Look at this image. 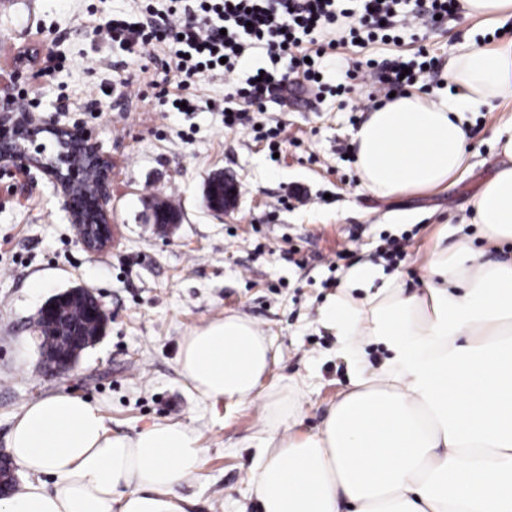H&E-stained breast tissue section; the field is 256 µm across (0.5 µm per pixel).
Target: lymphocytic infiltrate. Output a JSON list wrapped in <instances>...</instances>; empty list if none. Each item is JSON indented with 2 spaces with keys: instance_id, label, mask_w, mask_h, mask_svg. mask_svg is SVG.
I'll return each instance as SVG.
<instances>
[{
  "instance_id": "f902f5d3",
  "label": "lymphocytic infiltrate",
  "mask_w": 512,
  "mask_h": 512,
  "mask_svg": "<svg viewBox=\"0 0 512 512\" xmlns=\"http://www.w3.org/2000/svg\"><path fill=\"white\" fill-rule=\"evenodd\" d=\"M337 0H196L192 10H179L170 0L166 12L146 17L145 7L114 14L93 32L119 44L148 74L150 64H160L164 75L150 77V87L169 98L172 111H180L183 89L207 72H234L248 60L247 42L265 46L268 54L285 58L300 70L311 89H321L320 65L336 62V40L319 42L318 32L337 23ZM357 20L346 26L350 40H398L397 18L419 21L424 17L459 14V0H358ZM286 74L265 72L247 85L229 84L224 91L225 126L242 123L247 107L271 99L288 103Z\"/></svg>"
}]
</instances>
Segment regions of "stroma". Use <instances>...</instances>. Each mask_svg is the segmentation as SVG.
Listing matches in <instances>:
<instances>
[{
  "mask_svg": "<svg viewBox=\"0 0 512 512\" xmlns=\"http://www.w3.org/2000/svg\"><path fill=\"white\" fill-rule=\"evenodd\" d=\"M134 0H0V97L35 91L34 114L46 123L92 132L112 162V248L86 252L61 206L60 189L39 168L21 172L0 164V453L17 416L42 398L68 393L96 405L107 428L135 435L158 422H182L206 448L202 472L186 476L176 494L192 512H258L250 470L264 437L261 400L247 404L204 399L183 378L178 356L192 329L238 313L273 340L277 361L267 383L304 382L300 431H313L354 369L336 355V335L320 311L343 272L336 253L371 259L405 288L420 286V262L439 235L486 248L470 202L498 164L496 142L512 135V99L468 115L469 167L440 187L388 199L359 185L350 153L354 135L374 104L373 77L356 79L352 107L334 88L347 70L367 61H417L419 48L436 60L435 73L418 75L415 91L430 98L448 92L443 73L468 43L512 39L502 23L466 15L404 29L400 41L340 44V66L323 69L328 91L301 86L295 103L249 107L243 125H224V89L245 82L253 69L284 72L264 47L249 51L234 75L207 74L188 88L195 109L167 111L141 80L103 95L128 54L91 33L96 15L134 10ZM33 55L18 67L21 53ZM103 101L101 117L93 104ZM281 124L277 150L257 138L258 125ZM235 180L238 201L217 214L203 203L208 178ZM300 200L280 206L281 197ZM166 200L178 224H154ZM411 237L402 262L383 264L386 240ZM91 288L111 314L104 337L67 372H47L33 340L40 307L54 295Z\"/></svg>",
  "mask_w": 512,
  "mask_h": 512,
  "instance_id": "1",
  "label": "stroma"
}]
</instances>
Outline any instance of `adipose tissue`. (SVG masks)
<instances>
[{
  "label": "adipose tissue",
  "instance_id": "1",
  "mask_svg": "<svg viewBox=\"0 0 512 512\" xmlns=\"http://www.w3.org/2000/svg\"><path fill=\"white\" fill-rule=\"evenodd\" d=\"M454 95L406 91L383 101L355 134L366 193L386 199L441 186L466 167L464 112L512 98V40L452 58ZM471 200L490 246L512 241V136ZM422 288L364 261L348 268L321 312L336 354L355 368L320 427L303 433L301 390L266 384L270 337L232 313L183 338L182 376L203 397H262L264 447L251 482L259 512H512V259L436 242ZM380 343L389 358L364 362ZM34 474L0 512H187L174 493L207 460L182 422L127 436L108 431L87 400L56 394L27 406L9 436ZM54 476L53 487L36 476Z\"/></svg>",
  "mask_w": 512,
  "mask_h": 512
}]
</instances>
